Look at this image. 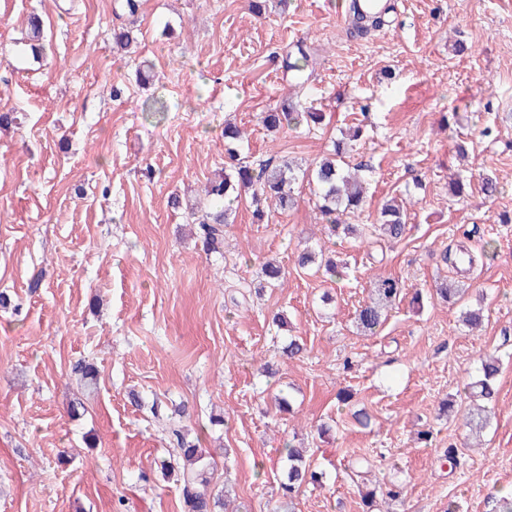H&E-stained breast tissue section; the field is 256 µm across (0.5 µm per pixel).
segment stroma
<instances>
[{
  "mask_svg": "<svg viewBox=\"0 0 512 512\" xmlns=\"http://www.w3.org/2000/svg\"><path fill=\"white\" fill-rule=\"evenodd\" d=\"M336 2L268 0L258 16L249 0H140L133 15L116 14V0H0V111L20 117L0 129V291L19 304L0 308V512H182L180 482L157 468L170 448L149 412L156 399L185 407L211 490L248 512H276L291 439L324 474L295 512H364L362 457L370 482L403 486L390 512H500L512 488V0H390L365 36ZM34 13L45 50L21 71L12 55ZM121 27L135 53L114 51ZM301 46L306 81L285 65ZM144 59L155 68L143 86ZM148 100L165 112H144ZM289 104L326 119L311 131L259 123ZM228 120L249 161L309 162L362 126L346 160L370 183L351 218L363 236L326 238L299 183L293 208L256 224L240 205L219 249L207 247L186 208L209 205ZM486 172L495 197L475 185L450 196L451 175ZM392 196L411 199L397 242L369 231ZM316 244L346 264L343 279L295 264ZM456 245L482 261L446 267L440 253ZM271 259L284 280L255 295L256 266ZM379 275L404 290L365 336L354 312ZM459 277L488 315L474 334L434 294ZM274 311L288 329L272 326ZM290 335L306 353L285 363ZM486 353L503 367L476 444L441 403H464ZM84 361L98 369L92 393L74 373ZM282 392L292 411H279ZM76 399L86 410L74 418ZM361 408L369 427L353 417ZM449 447L456 463L442 458Z\"/></svg>",
  "mask_w": 512,
  "mask_h": 512,
  "instance_id": "35a3bbf8",
  "label": "stroma"
}]
</instances>
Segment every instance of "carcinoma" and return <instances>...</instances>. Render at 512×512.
Returning a JSON list of instances; mask_svg holds the SVG:
<instances>
[{"instance_id": "cac0c4a2", "label": "carcinoma", "mask_w": 512, "mask_h": 512, "mask_svg": "<svg viewBox=\"0 0 512 512\" xmlns=\"http://www.w3.org/2000/svg\"><path fill=\"white\" fill-rule=\"evenodd\" d=\"M30 28L24 41L29 43V50L34 58L42 55L43 45L40 44L41 29L38 19L32 17ZM323 114L310 108L304 112H295L289 107L281 110H269L260 114L261 124L270 131L283 128L297 129L303 125L318 124ZM241 132L232 125L224 126V175L213 182L207 189L212 203L217 207L215 212H206L199 216L197 212H188L191 223L199 226L206 244L213 246L223 236L224 227L234 223L237 208L234 204L242 200V196H250L254 207L253 218L260 223L265 217L264 205L273 204L283 210L295 204L293 185L303 179L315 186V208L321 219L325 221V229L331 236L339 233L350 234L355 231L353 225L346 222L348 215L360 210L365 202L367 192L366 181L356 173L346 170L342 148L338 147L329 157L316 160L302 168L290 163L262 162L251 163L240 157L238 142ZM409 215L403 206L395 200H388L382 205L377 219L378 235L388 239H398L405 232ZM322 251L306 249L297 257L300 267H317V271L330 277L342 275L336 262L321 260ZM282 268L272 262H261L257 266L256 276L266 283L278 280ZM402 293L399 280L387 276L378 277L373 283V297L370 301L356 309L355 322L357 329L367 335L374 334L384 323L387 309L392 306ZM304 351V345L296 336L288 337V343L281 348V358L298 359ZM500 372V361L493 355L481 359L479 376L468 384L470 395L476 403L460 411L463 426L472 430L485 428L491 418L490 404L495 398L494 380ZM152 416L165 421L169 425L177 459L164 460L160 464L164 475L178 473L183 483V512H224L228 504L223 496H205L197 491L196 485L203 472L198 470L204 460L205 450L199 443L189 439L184 427L176 422L175 417L166 413L161 406L154 403L150 407ZM285 475L280 483L283 501L280 508L285 512H294V500L302 487L308 483H317L323 473L311 469V462L306 451L288 444L284 448ZM393 500L401 495V488L394 485L383 491L373 488L363 494V502L370 508L375 503L377 494Z\"/></svg>"}]
</instances>
